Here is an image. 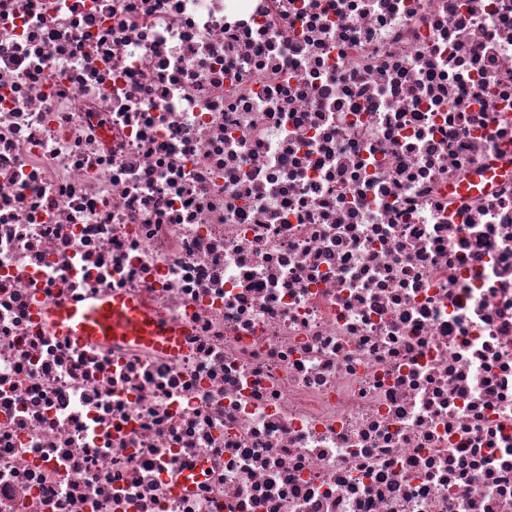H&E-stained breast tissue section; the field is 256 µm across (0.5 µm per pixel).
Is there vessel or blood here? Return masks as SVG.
I'll return each mask as SVG.
<instances>
[{
    "mask_svg": "<svg viewBox=\"0 0 512 512\" xmlns=\"http://www.w3.org/2000/svg\"><path fill=\"white\" fill-rule=\"evenodd\" d=\"M57 325L73 339L132 340L170 348L177 332L145 314L127 296L67 301L51 311Z\"/></svg>",
    "mask_w": 512,
    "mask_h": 512,
    "instance_id": "obj_1",
    "label": "vessel or blood"
}]
</instances>
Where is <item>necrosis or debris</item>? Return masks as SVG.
Masks as SVG:
<instances>
[{"label": "necrosis or debris", "instance_id": "4bbe7bcc", "mask_svg": "<svg viewBox=\"0 0 512 512\" xmlns=\"http://www.w3.org/2000/svg\"><path fill=\"white\" fill-rule=\"evenodd\" d=\"M0 512H512V0H0ZM57 325L73 339L132 340L172 348L179 332L145 314L127 296L67 301L51 310Z\"/></svg>", "mask_w": 512, "mask_h": 512}]
</instances>
